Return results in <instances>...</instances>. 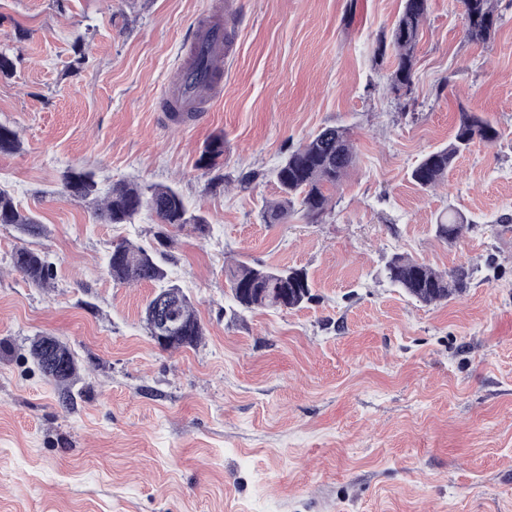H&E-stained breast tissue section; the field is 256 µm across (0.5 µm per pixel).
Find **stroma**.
Segmentation results:
<instances>
[{"label": "stroma", "mask_w": 512, "mask_h": 512, "mask_svg": "<svg viewBox=\"0 0 512 512\" xmlns=\"http://www.w3.org/2000/svg\"><path fill=\"white\" fill-rule=\"evenodd\" d=\"M232 2L222 86L176 125L166 96L206 0H0V48L17 59L0 124L22 143L0 154V188L44 228L0 224V512H512V0L487 45L466 39L460 0H431L402 105L370 53L401 0ZM462 107L503 136L421 190L410 171ZM325 125L348 127L357 153L334 216L263 223L274 168ZM69 168L175 186L210 233L163 247L148 215L101 223L57 194ZM214 171L228 188L209 189ZM450 207L473 222L453 244L435 234ZM120 239L163 250L198 346L149 336L154 285L107 271ZM21 246L48 256L53 287L13 270ZM395 253L480 273L425 305L383 278ZM234 260L305 269L313 301L240 311ZM39 334L76 355L70 406L28 355Z\"/></svg>", "instance_id": "35a3bbf8"}]
</instances>
